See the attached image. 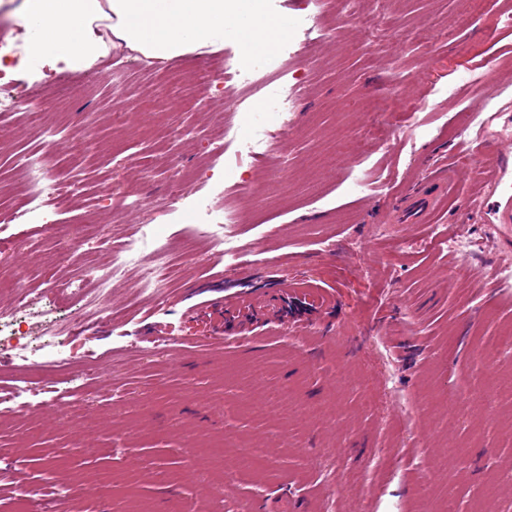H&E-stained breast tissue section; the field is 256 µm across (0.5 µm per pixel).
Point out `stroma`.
Wrapping results in <instances>:
<instances>
[{"instance_id": "stroma-1", "label": "stroma", "mask_w": 512, "mask_h": 512, "mask_svg": "<svg viewBox=\"0 0 512 512\" xmlns=\"http://www.w3.org/2000/svg\"><path fill=\"white\" fill-rule=\"evenodd\" d=\"M376 11L387 40L368 46L354 10ZM288 21L284 50L254 55L267 82L199 93L194 73L237 64L239 45L148 64L118 52L90 68L36 66L12 74L24 104L63 112L49 141L25 125L0 145V204L21 201L19 163L43 151L53 169L78 170L84 192L0 227V310L14 271L32 309L71 327L65 350L91 356L86 392H67L53 348L38 333L25 353L0 346V391L27 378L61 390L54 405L27 397L0 420V512H34L62 492L73 512H252L276 499L292 512H512V350L476 358L512 329V289L497 285L501 231L396 224L392 196L445 165L482 153L456 137L464 113L487 131L512 113V0H275ZM497 73L472 84L468 72ZM121 97H114V85ZM292 95L288 138L257 155L253 131L277 125ZM204 98L205 111L192 106ZM229 127L223 154L215 125ZM393 128L386 144L371 126ZM85 135L86 154L71 149ZM121 184L140 208L98 206ZM232 207L229 247L182 256L194 225ZM477 239L466 278L441 238L452 226ZM128 239L152 230L180 271L159 301L138 299L137 277L112 287L113 318L46 287L75 268L56 251L79 229ZM234 480L225 483V472ZM31 492L20 502L22 489ZM227 501H220V491Z\"/></svg>"}]
</instances>
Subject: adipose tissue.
Here are the masks:
<instances>
[{
  "label": "adipose tissue",
  "instance_id": "obj_1",
  "mask_svg": "<svg viewBox=\"0 0 512 512\" xmlns=\"http://www.w3.org/2000/svg\"><path fill=\"white\" fill-rule=\"evenodd\" d=\"M274 0H22L27 29L14 64L91 67L113 50L158 63L224 45L234 29L242 55L271 54L288 39Z\"/></svg>",
  "mask_w": 512,
  "mask_h": 512
}]
</instances>
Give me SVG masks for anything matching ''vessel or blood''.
<instances>
[{
	"label": "vessel or blood",
	"mask_w": 512,
	"mask_h": 512,
	"mask_svg": "<svg viewBox=\"0 0 512 512\" xmlns=\"http://www.w3.org/2000/svg\"><path fill=\"white\" fill-rule=\"evenodd\" d=\"M509 171H512V157L503 154L502 150H494L477 194L457 203L458 211L464 214L467 222L512 226V191L504 193L500 190L501 176ZM461 172L460 165H449L427 186L397 196L392 210L394 218L402 224L427 223L436 207L452 197Z\"/></svg>",
	"instance_id": "obj_1"
}]
</instances>
